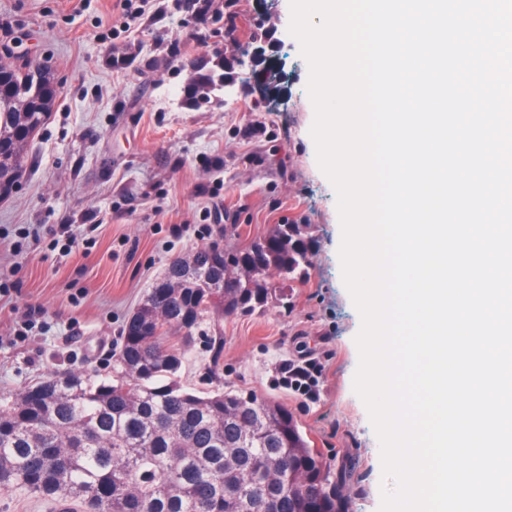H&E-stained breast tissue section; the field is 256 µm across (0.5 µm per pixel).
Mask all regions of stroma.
Listing matches in <instances>:
<instances>
[{
  "label": "stroma",
  "mask_w": 512,
  "mask_h": 512,
  "mask_svg": "<svg viewBox=\"0 0 512 512\" xmlns=\"http://www.w3.org/2000/svg\"><path fill=\"white\" fill-rule=\"evenodd\" d=\"M112 3L0 0V53L47 65L60 85L18 191L0 200V393L51 373L106 374L125 321L174 258L301 218L318 239L311 276L293 286L292 309L224 318V379L287 407L325 455L353 465L350 512H379L396 484L353 386L362 321L342 276L337 194L310 134L290 0H237L231 38L173 0L117 36ZM259 28L272 92L252 73ZM220 54L238 59L237 82L195 106L188 77ZM310 358L313 401L282 374Z\"/></svg>",
  "instance_id": "1"
}]
</instances>
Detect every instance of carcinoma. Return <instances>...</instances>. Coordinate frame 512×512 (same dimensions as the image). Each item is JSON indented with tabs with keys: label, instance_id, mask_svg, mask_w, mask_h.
<instances>
[{
	"label": "carcinoma",
	"instance_id": "cac0c4a2",
	"mask_svg": "<svg viewBox=\"0 0 512 512\" xmlns=\"http://www.w3.org/2000/svg\"><path fill=\"white\" fill-rule=\"evenodd\" d=\"M198 95L234 84L218 62ZM0 99V136L15 130ZM313 225L288 220L242 247L201 246L173 260L120 336L112 374H50L0 394V489L87 512H349L346 473L285 406L224 382L226 316L272 301L310 277ZM209 323V379L182 385L187 334Z\"/></svg>",
	"mask_w": 512,
	"mask_h": 512
}]
</instances>
